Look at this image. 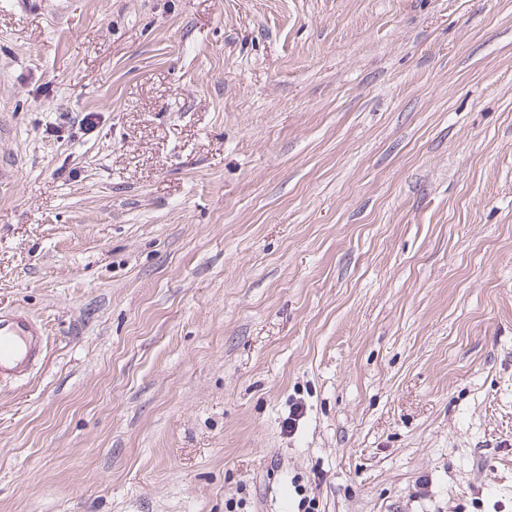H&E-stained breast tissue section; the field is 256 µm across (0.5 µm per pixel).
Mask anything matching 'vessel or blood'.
<instances>
[{
  "label": "vessel or blood",
  "instance_id": "1",
  "mask_svg": "<svg viewBox=\"0 0 512 512\" xmlns=\"http://www.w3.org/2000/svg\"><path fill=\"white\" fill-rule=\"evenodd\" d=\"M47 336L29 312L0 308V383L29 377L44 362Z\"/></svg>",
  "mask_w": 512,
  "mask_h": 512
}]
</instances>
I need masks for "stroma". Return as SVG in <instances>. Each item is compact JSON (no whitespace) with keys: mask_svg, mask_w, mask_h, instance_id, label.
Instances as JSON below:
<instances>
[{"mask_svg":"<svg viewBox=\"0 0 512 512\" xmlns=\"http://www.w3.org/2000/svg\"><path fill=\"white\" fill-rule=\"evenodd\" d=\"M0 0V512H512V0ZM47 336L29 312L0 308V383L29 377L44 362Z\"/></svg>","mask_w":512,"mask_h":512,"instance_id":"1","label":"stroma"}]
</instances>
